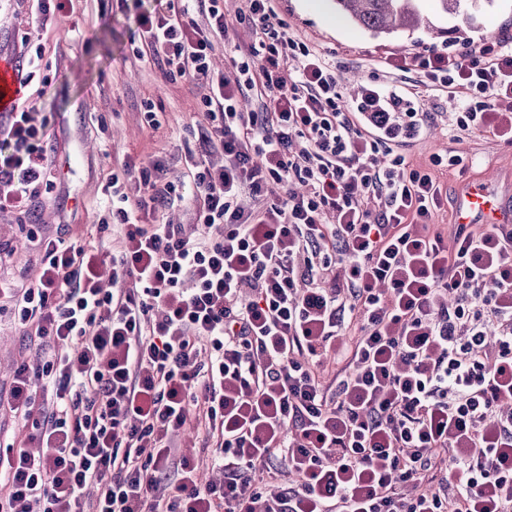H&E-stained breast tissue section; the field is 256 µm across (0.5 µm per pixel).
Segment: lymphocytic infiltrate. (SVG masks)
<instances>
[{"instance_id": "obj_1", "label": "lymphocytic infiltrate", "mask_w": 512, "mask_h": 512, "mask_svg": "<svg viewBox=\"0 0 512 512\" xmlns=\"http://www.w3.org/2000/svg\"><path fill=\"white\" fill-rule=\"evenodd\" d=\"M238 16L255 41L227 73L211 67L219 0L138 18L139 57L207 86L203 139L223 165L123 160L102 188L111 251L45 239L38 283L6 291L36 359L5 406L32 429L0 448V512H512V224L445 242L436 173L462 156L395 151L432 113L400 91L345 110L335 64L272 0ZM400 68L458 95L456 133L512 141V40ZM249 94L259 111H239ZM31 112L20 101L0 125V211L54 184L51 127ZM187 183L192 223H141ZM189 427L195 455L176 448ZM259 468L277 494L252 484Z\"/></svg>"}]
</instances>
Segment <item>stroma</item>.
<instances>
[{"label":"stroma","mask_w":512,"mask_h":512,"mask_svg":"<svg viewBox=\"0 0 512 512\" xmlns=\"http://www.w3.org/2000/svg\"><path fill=\"white\" fill-rule=\"evenodd\" d=\"M240 5V0L220 2L229 24L213 57L215 69L228 70L235 47L251 41L245 22L236 17ZM31 6L32 0H0V56H19L27 45L42 47L41 78L21 95L34 105L35 119L50 121L55 132L53 162H60L78 139L85 141L87 155L79 168L58 173L55 186L43 191L31 223L21 221L16 212H0V285L8 288L37 282L41 266L28 240L56 237L60 225H68L65 235L70 242L110 249L112 237L99 232L98 223L101 185L113 164L127 156L138 161L158 158L172 173H180L186 149H199L198 134L206 124L205 88L186 79L167 81L153 62L134 53L138 16L164 10L166 0H71L43 28L33 23ZM275 9L297 38L335 62L345 99H352L355 81L379 89L397 85L415 90V109L436 113L437 120L404 154L413 165L434 154H461L463 170L437 175L449 196H456L464 183L512 174V142L489 132L455 136L450 117L456 101L447 92L419 85L416 72L386 64L387 59L424 47L461 51L512 37V0H493L458 21L441 11L437 0H421L430 28L395 37H376L353 25L332 0H275ZM455 24L466 31V39L431 33L432 28ZM149 109L158 127L148 125ZM22 344V328L0 312L1 394L9 392Z\"/></svg>","instance_id":"35a3bbf8"}]
</instances>
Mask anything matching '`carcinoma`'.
Instances as JSON below:
<instances>
[{
  "label": "carcinoma",
  "instance_id": "obj_1",
  "mask_svg": "<svg viewBox=\"0 0 512 512\" xmlns=\"http://www.w3.org/2000/svg\"><path fill=\"white\" fill-rule=\"evenodd\" d=\"M336 9L376 35H397L419 29V0H333Z\"/></svg>",
  "mask_w": 512,
  "mask_h": 512
}]
</instances>
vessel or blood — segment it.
Returning a JSON list of instances; mask_svg holds the SVG:
<instances>
[{
    "label": "vessel or blood",
    "instance_id": "1",
    "mask_svg": "<svg viewBox=\"0 0 512 512\" xmlns=\"http://www.w3.org/2000/svg\"><path fill=\"white\" fill-rule=\"evenodd\" d=\"M20 83L13 67H0V112L11 111L19 95ZM460 224H511L512 181L489 179L462 185L455 204Z\"/></svg>",
    "mask_w": 512,
    "mask_h": 512
}]
</instances>
